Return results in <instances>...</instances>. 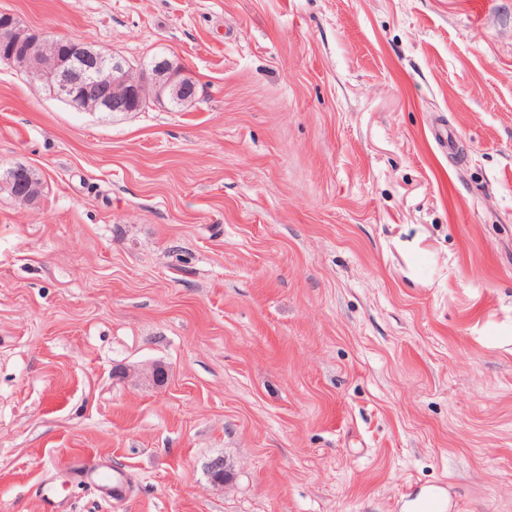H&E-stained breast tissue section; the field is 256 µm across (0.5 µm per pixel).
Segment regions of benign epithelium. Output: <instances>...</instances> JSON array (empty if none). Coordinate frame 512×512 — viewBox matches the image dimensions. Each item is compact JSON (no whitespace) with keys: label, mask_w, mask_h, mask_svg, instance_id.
Returning a JSON list of instances; mask_svg holds the SVG:
<instances>
[{"label":"benign epithelium","mask_w":512,"mask_h":512,"mask_svg":"<svg viewBox=\"0 0 512 512\" xmlns=\"http://www.w3.org/2000/svg\"><path fill=\"white\" fill-rule=\"evenodd\" d=\"M26 43L22 64L32 79L52 89L66 103L80 111H112V94L119 92L127 100L129 111L137 110L142 101L186 102L194 80L186 68L167 57H156L151 62L136 65L126 59L74 40L55 39L45 33H36L21 25L13 15H0V57L14 60L12 48ZM78 69L82 79L95 81L104 90L101 98L83 105L77 101V86L71 80V71ZM5 188L21 204L32 205L40 196V182L25 168L11 167L0 177ZM140 374L156 385L167 381L168 374L158 363L144 365ZM209 481L222 486L232 478L224 458L216 457L206 466Z\"/></svg>","instance_id":"1"}]
</instances>
